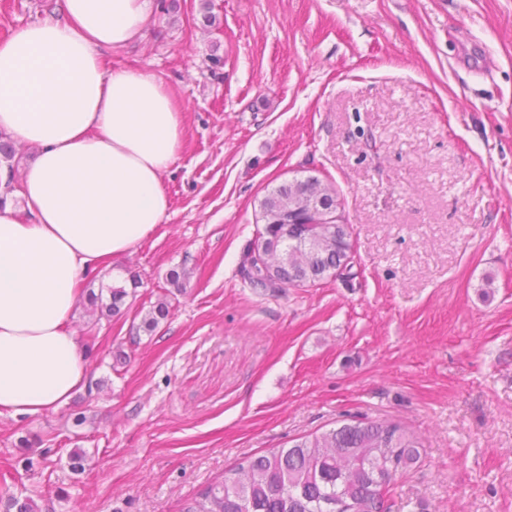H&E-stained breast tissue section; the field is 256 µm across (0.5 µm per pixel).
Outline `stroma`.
I'll list each match as a JSON object with an SVG mask.
<instances>
[{"mask_svg":"<svg viewBox=\"0 0 512 512\" xmlns=\"http://www.w3.org/2000/svg\"><path fill=\"white\" fill-rule=\"evenodd\" d=\"M154 3L103 58L154 71L184 109L171 207L115 275L84 280L129 291L117 317L74 312L87 387L0 417V492L182 512L244 458L358 417L421 440L390 512H512V0ZM52 4L0 0V40ZM308 175L344 204L352 268L249 288L260 200ZM161 299L171 315L145 334Z\"/></svg>","mask_w":512,"mask_h":512,"instance_id":"stroma-1","label":"stroma"}]
</instances>
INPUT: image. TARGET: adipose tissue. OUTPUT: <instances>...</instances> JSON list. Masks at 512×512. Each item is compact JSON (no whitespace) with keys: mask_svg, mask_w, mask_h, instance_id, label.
Wrapping results in <instances>:
<instances>
[{"mask_svg":"<svg viewBox=\"0 0 512 512\" xmlns=\"http://www.w3.org/2000/svg\"><path fill=\"white\" fill-rule=\"evenodd\" d=\"M152 0H54L0 41V132L35 148L0 205V416L56 410L88 382L71 328L80 279L162 224L184 112L148 69L101 49L142 36Z\"/></svg>","mask_w":512,"mask_h":512,"instance_id":"adipose-tissue-1","label":"adipose tissue"}]
</instances>
